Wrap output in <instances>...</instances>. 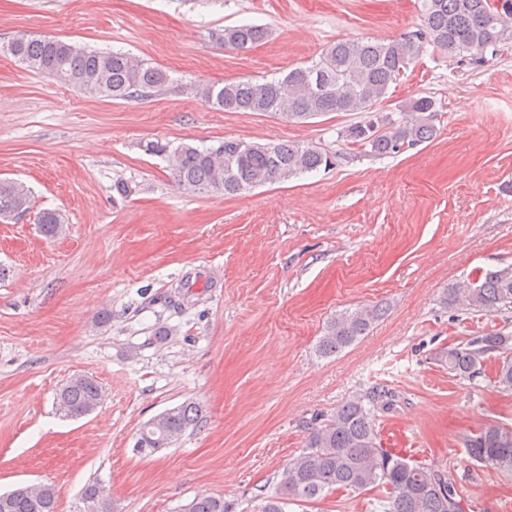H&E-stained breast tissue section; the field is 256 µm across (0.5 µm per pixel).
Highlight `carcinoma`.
Listing matches in <instances>:
<instances>
[{
  "instance_id": "1",
  "label": "carcinoma",
  "mask_w": 512,
  "mask_h": 512,
  "mask_svg": "<svg viewBox=\"0 0 512 512\" xmlns=\"http://www.w3.org/2000/svg\"><path fill=\"white\" fill-rule=\"evenodd\" d=\"M422 28L389 40H338L308 65L288 67L281 77L243 78L222 84L193 85L190 94L224 112H255L288 122L306 121L334 112H359L365 118L347 126L342 137L370 148L377 156L436 138L435 102L428 96L409 100L395 119L374 106L420 56L423 44L450 56L481 55L512 39V0H423ZM507 38H501L502 33ZM266 36L258 25L226 26L212 33L223 48L249 51ZM9 54L27 70L47 75L85 95L136 100L170 83L168 73L124 52H102L56 37L35 38L21 33ZM332 165L331 156L296 142L246 143L224 139L202 149L181 144L171 153V174L191 192L241 194L268 183H283ZM30 190L18 181L0 179V218L30 209ZM45 236L64 232L65 220L56 210L36 218ZM446 303L462 305L483 315L512 307V267L480 270L473 278L447 289ZM385 314L375 302L342 311L327 321L317 348L337 355L367 334ZM497 353L492 358L490 354ZM493 362L498 391L512 395V336L489 332L448 345L441 362L448 373L472 379ZM102 388L94 378L78 376L56 393L57 410L81 417L97 407ZM390 404L388 390L372 389L346 400L322 425L307 428L305 444L288 461L276 491L263 497L258 512H287L290 504L321 502L331 495L376 491L375 512H464L445 474L429 464L415 463L379 445L377 413ZM202 407L184 402L158 414L140 429L139 452L153 454L172 445L197 426ZM469 457L485 467L512 470V429L481 426L465 441ZM84 512H112V502L97 484L84 488ZM56 492L50 484L21 486L0 494V512H56ZM184 512H232L224 498L195 497Z\"/></svg>"
}]
</instances>
